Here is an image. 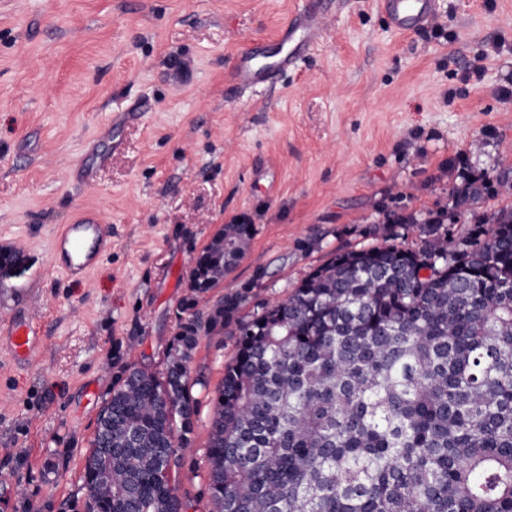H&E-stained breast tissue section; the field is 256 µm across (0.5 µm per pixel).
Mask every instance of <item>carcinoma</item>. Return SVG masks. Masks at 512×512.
Instances as JSON below:
<instances>
[{
	"label": "carcinoma",
	"mask_w": 512,
	"mask_h": 512,
	"mask_svg": "<svg viewBox=\"0 0 512 512\" xmlns=\"http://www.w3.org/2000/svg\"><path fill=\"white\" fill-rule=\"evenodd\" d=\"M255 233L225 224L196 255L162 370L112 372L84 512H186L173 472L197 465L203 336L234 342L209 399L211 512H512V212L484 241L424 228L415 248L334 255L282 300L210 302Z\"/></svg>",
	"instance_id": "obj_1"
}]
</instances>
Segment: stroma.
I'll use <instances>...</instances> for the list:
<instances>
[{
    "label": "stroma",
    "instance_id": "stroma-1",
    "mask_svg": "<svg viewBox=\"0 0 512 512\" xmlns=\"http://www.w3.org/2000/svg\"><path fill=\"white\" fill-rule=\"evenodd\" d=\"M377 0L338 8L298 71L229 98L233 55L275 36L299 0H0V316L38 304L42 348L0 350V512H82L78 489L115 360L161 368L193 258L222 225L256 235L211 299L253 284L284 298L336 253L456 244L485 234L512 195V0H439L441 35H400ZM140 106L113 150L101 129ZM91 171L83 182L77 167ZM478 189L474 203L457 196ZM112 248L85 281L52 264L50 233L83 209ZM263 279H256L258 270ZM232 339H201L207 394Z\"/></svg>",
    "mask_w": 512,
    "mask_h": 512
}]
</instances>
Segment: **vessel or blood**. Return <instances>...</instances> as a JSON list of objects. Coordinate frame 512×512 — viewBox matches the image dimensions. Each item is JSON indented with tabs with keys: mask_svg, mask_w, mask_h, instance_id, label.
<instances>
[{
	"mask_svg": "<svg viewBox=\"0 0 512 512\" xmlns=\"http://www.w3.org/2000/svg\"><path fill=\"white\" fill-rule=\"evenodd\" d=\"M390 28L411 34L432 26L438 0H381ZM326 0H307L305 6L282 27L281 47L273 60H264L261 44H251L233 58L228 85L237 95L252 94L283 73L296 70L321 41L327 29ZM112 247V232L99 213L88 210L61 225L51 240L54 266L70 278L86 277ZM41 348V325L32 309L15 310L0 317V350L13 359L28 360Z\"/></svg>",
	"mask_w": 512,
	"mask_h": 512,
	"instance_id": "vessel-or-blood-1",
	"label": "vessel or blood"
}]
</instances>
